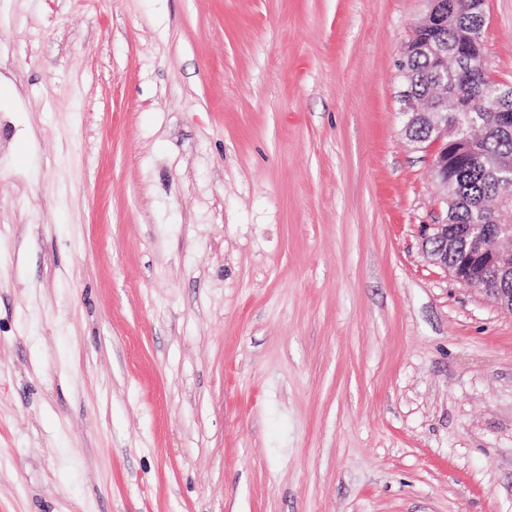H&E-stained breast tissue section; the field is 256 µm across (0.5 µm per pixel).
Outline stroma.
<instances>
[{
  "mask_svg": "<svg viewBox=\"0 0 512 512\" xmlns=\"http://www.w3.org/2000/svg\"><path fill=\"white\" fill-rule=\"evenodd\" d=\"M426 9L0 0V512H512V312L424 251L398 114Z\"/></svg>",
  "mask_w": 512,
  "mask_h": 512,
  "instance_id": "1",
  "label": "stroma"
}]
</instances>
